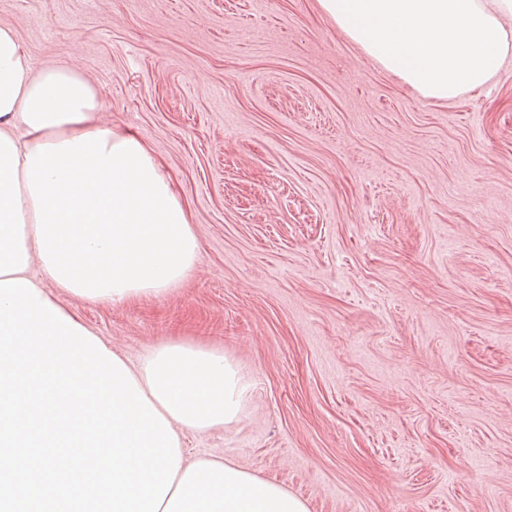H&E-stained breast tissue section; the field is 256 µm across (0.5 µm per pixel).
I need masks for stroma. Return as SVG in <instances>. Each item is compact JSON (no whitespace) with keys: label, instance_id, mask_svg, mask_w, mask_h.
I'll return each instance as SVG.
<instances>
[{"label":"stroma","instance_id":"1","mask_svg":"<svg viewBox=\"0 0 512 512\" xmlns=\"http://www.w3.org/2000/svg\"><path fill=\"white\" fill-rule=\"evenodd\" d=\"M34 67L164 162L192 274L123 305L44 287L137 363L224 352L237 422L183 432L309 512H512V57L427 100L318 0H0Z\"/></svg>","mask_w":512,"mask_h":512}]
</instances>
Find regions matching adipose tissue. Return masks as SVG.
I'll list each match as a JSON object with an SVG mask.
<instances>
[{"label":"adipose tissue","instance_id":"adipose-tissue-1","mask_svg":"<svg viewBox=\"0 0 512 512\" xmlns=\"http://www.w3.org/2000/svg\"><path fill=\"white\" fill-rule=\"evenodd\" d=\"M328 18L422 97L484 87L512 56V0H318ZM94 84L34 69L0 25V281L32 263L67 295L125 304L181 284L198 260L189 206L157 151L99 118ZM131 373L173 431L236 421L246 383L222 352L172 342ZM159 512H309L277 483L216 456L181 461Z\"/></svg>","mask_w":512,"mask_h":512}]
</instances>
